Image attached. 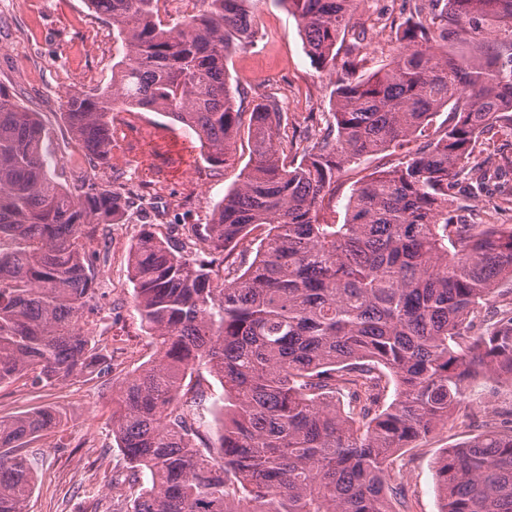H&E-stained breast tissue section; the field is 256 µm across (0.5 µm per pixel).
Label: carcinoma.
Returning a JSON list of instances; mask_svg holds the SVG:
<instances>
[{"label":"carcinoma","mask_w":512,"mask_h":512,"mask_svg":"<svg viewBox=\"0 0 512 512\" xmlns=\"http://www.w3.org/2000/svg\"><path fill=\"white\" fill-rule=\"evenodd\" d=\"M160 2L87 0L121 52L112 84L62 103L89 164L75 181L50 171L38 113L0 86V384L110 370L80 329L97 299L99 254L86 244L146 211L145 195L98 177L110 112L164 114L215 166L245 126L250 163L195 229L200 252L149 224L128 252L154 352L112 386V438L125 480L141 486L126 512H395L406 499L388 478L393 454L479 398L482 382L512 385V288L501 287L512 224H466L452 209L479 139L512 127V0H435L370 73L339 46L356 0H282L313 64L334 69L344 55L326 128L299 160L279 100L257 102L246 124L236 105L227 63L256 42L253 0H202L167 24ZM470 33L483 43L455 52ZM448 106V125L370 173L336 223V173L424 133ZM250 235L254 259L226 276ZM204 373L222 387L215 399L189 388ZM59 421L49 407L0 417V512H25V443ZM435 471L439 512H512V420L444 449Z\"/></svg>","instance_id":"carcinoma-1"}]
</instances>
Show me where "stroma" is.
I'll return each mask as SVG.
<instances>
[{"label": "stroma", "instance_id": "35a3bbf8", "mask_svg": "<svg viewBox=\"0 0 512 512\" xmlns=\"http://www.w3.org/2000/svg\"><path fill=\"white\" fill-rule=\"evenodd\" d=\"M427 0H356L347 44L367 60L373 71L391 59L395 30L415 10H428ZM257 41L236 54L228 68L241 89V109L250 112L261 98H279L288 111L289 141L299 151L317 143L331 109L338 74L314 66L308 58L295 17L277 0H258ZM120 46L112 26L89 8L86 0H0V85L14 92L38 113L48 135L44 150L55 169L80 175L84 152L72 139L62 117L59 88L106 87ZM424 142L417 136L402 147L347 165L336 176V219L344 221L345 205L354 187L380 167H389L415 152ZM247 141H239L234 160L214 166L201 153L196 135L158 112L112 115V153L103 177L119 173L171 198L168 212L144 214L103 229L107 261L98 270V285H109L102 307L112 308L117 321L96 342L111 356L107 375L84 374L42 386L21 377L0 386V416L9 417L50 407L61 416L56 428L28 445L36 475L27 512H111L126 506L130 491L121 453L112 440V385L131 374L153 352L140 326L127 276V254L142 223L170 224L183 217L188 224H206L228 189L240 181L250 159ZM512 162V130L501 128L480 138L469 166L481 171ZM462 219L481 224H512V178L479 195L457 193ZM474 433L460 422H448L403 449L390 468L392 484L404 485L409 512H439L435 460L443 449Z\"/></svg>", "mask_w": 512, "mask_h": 512}]
</instances>
